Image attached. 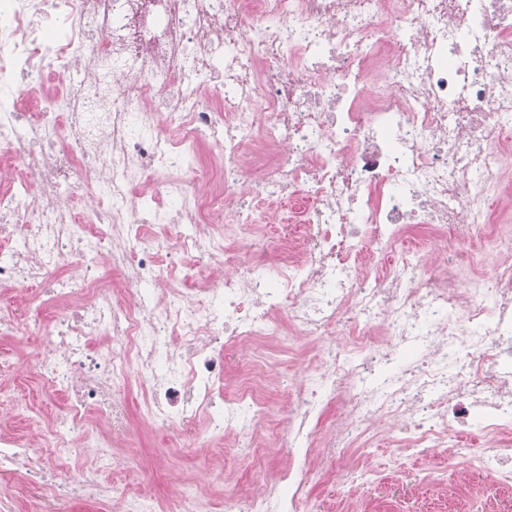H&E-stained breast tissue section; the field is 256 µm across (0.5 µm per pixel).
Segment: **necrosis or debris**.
<instances>
[{"instance_id":"necrosis-or-debris-1","label":"necrosis or debris","mask_w":512,"mask_h":512,"mask_svg":"<svg viewBox=\"0 0 512 512\" xmlns=\"http://www.w3.org/2000/svg\"><path fill=\"white\" fill-rule=\"evenodd\" d=\"M0 154V286L23 300L0 335L46 337L30 370L66 393L36 441L0 434V470L25 472L40 512H207L193 478L176 511L105 485L133 470L114 438L138 415L202 443L235 432L259 461L265 401L224 394V360L270 341L298 356V336L321 342L306 385L283 382L280 447L341 456L394 421V445L426 455L463 429L485 444L458 446L470 470L512 486V263L486 287L480 252L512 245L488 208L512 177V0H0ZM248 238L261 251L232 260ZM52 448L99 465L56 481ZM309 477L223 512H310Z\"/></svg>"}]
</instances>
